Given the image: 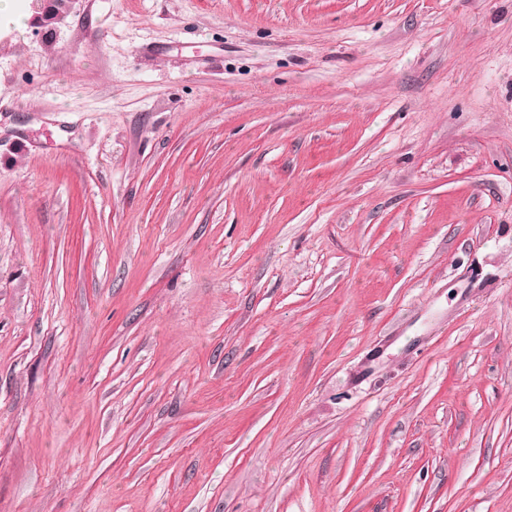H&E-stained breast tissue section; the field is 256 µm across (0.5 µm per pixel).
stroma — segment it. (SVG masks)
I'll use <instances>...</instances> for the list:
<instances>
[{
  "instance_id": "1",
  "label": "stroma",
  "mask_w": 512,
  "mask_h": 512,
  "mask_svg": "<svg viewBox=\"0 0 512 512\" xmlns=\"http://www.w3.org/2000/svg\"><path fill=\"white\" fill-rule=\"evenodd\" d=\"M0 512H512V0L0 21Z\"/></svg>"
}]
</instances>
